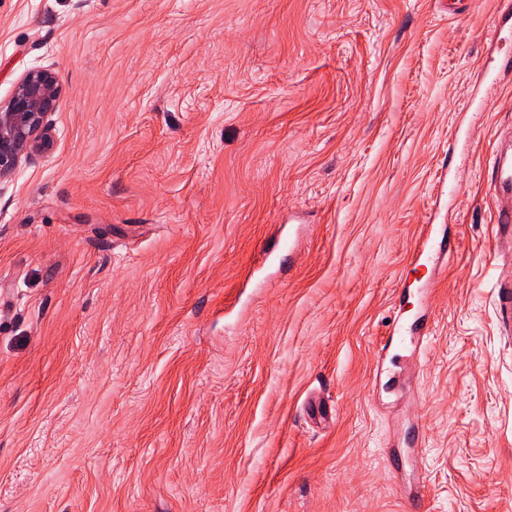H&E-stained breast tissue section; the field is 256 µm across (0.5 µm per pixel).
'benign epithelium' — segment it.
<instances>
[{"mask_svg": "<svg viewBox=\"0 0 512 512\" xmlns=\"http://www.w3.org/2000/svg\"><path fill=\"white\" fill-rule=\"evenodd\" d=\"M57 97L55 77L43 70L27 72L13 96L0 105V180L12 175L21 161L42 151L51 136L45 118Z\"/></svg>", "mask_w": 512, "mask_h": 512, "instance_id": "7a95c632", "label": "benign epithelium"}]
</instances>
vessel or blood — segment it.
<instances>
[{
	"instance_id": "b4317fda",
	"label": "vessel or blood",
	"mask_w": 512,
	"mask_h": 512,
	"mask_svg": "<svg viewBox=\"0 0 512 512\" xmlns=\"http://www.w3.org/2000/svg\"><path fill=\"white\" fill-rule=\"evenodd\" d=\"M491 43L504 46L501 55H492L490 64L480 71L482 83H495L502 73L512 74V10L505 8L495 16L489 34ZM501 143L492 160L487 194L496 216L495 241L512 243V128L502 130Z\"/></svg>"
}]
</instances>
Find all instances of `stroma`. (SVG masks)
<instances>
[{"label": "stroma", "instance_id": "obj_1", "mask_svg": "<svg viewBox=\"0 0 512 512\" xmlns=\"http://www.w3.org/2000/svg\"><path fill=\"white\" fill-rule=\"evenodd\" d=\"M448 2L0 0V104L58 86L0 180V512H512V79ZM493 155L487 194L496 216L495 241L512 243V128L502 130ZM508 143L509 146L503 148Z\"/></svg>", "mask_w": 512, "mask_h": 512}]
</instances>
